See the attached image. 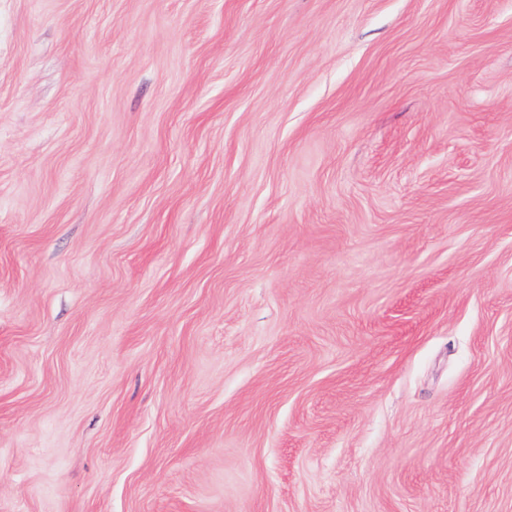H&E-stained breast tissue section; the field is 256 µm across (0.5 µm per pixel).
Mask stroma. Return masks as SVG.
<instances>
[{"instance_id":"1","label":"stroma","mask_w":512,"mask_h":512,"mask_svg":"<svg viewBox=\"0 0 512 512\" xmlns=\"http://www.w3.org/2000/svg\"><path fill=\"white\" fill-rule=\"evenodd\" d=\"M0 512H512V0H0Z\"/></svg>"}]
</instances>
